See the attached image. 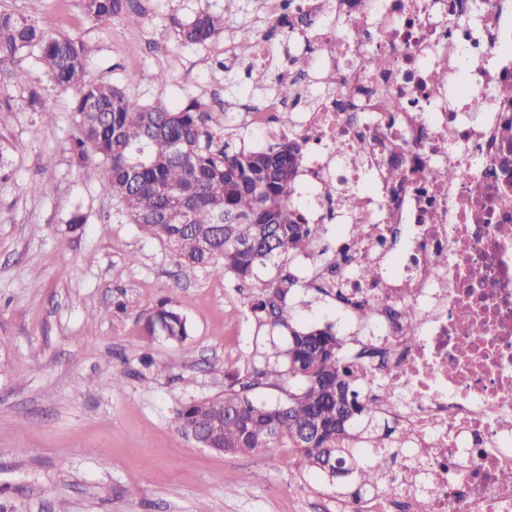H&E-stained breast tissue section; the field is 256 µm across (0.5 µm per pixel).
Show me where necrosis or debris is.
Instances as JSON below:
<instances>
[{"mask_svg": "<svg viewBox=\"0 0 512 512\" xmlns=\"http://www.w3.org/2000/svg\"><path fill=\"white\" fill-rule=\"evenodd\" d=\"M288 47L334 88L266 97L236 113L267 127L290 112L311 148L299 176L317 224H361L334 263L304 257L360 340L353 355L386 427L349 448L388 454L394 497L336 512H512V0H294ZM344 54L332 56L330 43ZM447 72L433 90L431 69ZM392 108H385V100ZM360 149L365 163L344 154ZM457 171L438 180L437 170ZM335 179L340 193L325 198ZM379 277H358L359 265ZM374 307L366 321L361 310ZM414 314L408 340L400 312ZM388 399H380V392Z\"/></svg>", "mask_w": 512, "mask_h": 512, "instance_id": "obj_1", "label": "necrosis or debris"}]
</instances>
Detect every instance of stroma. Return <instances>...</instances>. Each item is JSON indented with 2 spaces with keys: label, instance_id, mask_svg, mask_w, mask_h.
Instances as JSON below:
<instances>
[{
  "label": "stroma",
  "instance_id": "stroma-1",
  "mask_svg": "<svg viewBox=\"0 0 512 512\" xmlns=\"http://www.w3.org/2000/svg\"><path fill=\"white\" fill-rule=\"evenodd\" d=\"M204 4L223 16V38L183 43L180 24ZM0 10L90 43L88 80L122 85L136 71L130 91L143 102H209L219 133L213 93L238 106L271 94L288 50L268 0H137L105 22L79 0H0ZM245 28L271 50L259 88L249 57L225 53L240 49ZM25 66V84L0 89V503L8 512H336L352 479L329 483L263 452L218 454L176 431L177 409L223 393L225 372L250 365L247 298L207 272L184 275L166 246L119 217L98 173L72 161V92L36 58ZM160 72L167 83L151 81ZM36 183L44 193H31ZM75 210L87 218L78 233L67 224ZM163 299L190 321L182 346L143 334ZM291 302L298 322L335 324L329 297L302 288ZM144 353L153 367L140 364Z\"/></svg>",
  "mask_w": 512,
  "mask_h": 512
}]
</instances>
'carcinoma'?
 I'll return each mask as SVG.
<instances>
[{"mask_svg": "<svg viewBox=\"0 0 512 512\" xmlns=\"http://www.w3.org/2000/svg\"><path fill=\"white\" fill-rule=\"evenodd\" d=\"M94 21L125 13L131 0H80ZM224 18L204 7L182 24L188 44L216 40ZM92 48L71 35H53L22 15L0 11V88L21 85L23 65L36 55L53 83L76 91L74 163L102 169L101 190L112 196L117 214L148 238L168 246L188 272L205 270L237 290L275 269L248 296L250 318L258 336L269 337L251 366L229 376L224 393L179 408L176 430L202 437L230 454L288 448L274 457L284 468L318 472L333 481L354 476L358 491L396 494L381 478L384 459L361 465L340 441L352 420L374 441L379 429L378 404L359 400L353 389L358 374L341 354L332 329L297 324L290 299L303 284L290 271L293 257L320 239L322 225L308 223L295 205L294 183L304 157V142L283 138L262 150L237 146L243 132L224 127L219 136L206 127L204 105L192 99L179 107L146 104L127 89L86 79ZM181 209L187 224H171L167 214ZM144 334L181 345L190 336L187 317L168 300L161 301L143 324ZM275 387L281 397L258 400L250 392ZM345 423L336 426V415Z\"/></svg>", "mask_w": 512, "mask_h": 512, "instance_id": "obj_1", "label": "carcinoma"}]
</instances>
